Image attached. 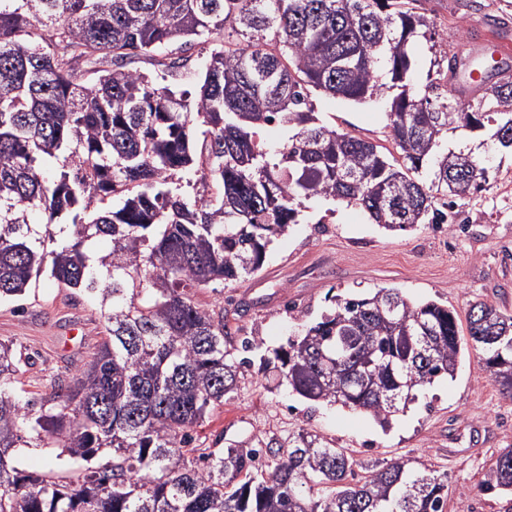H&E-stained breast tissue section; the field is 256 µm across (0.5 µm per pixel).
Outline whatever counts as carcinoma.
Segmentation results:
<instances>
[{"instance_id": "1", "label": "carcinoma", "mask_w": 512, "mask_h": 512, "mask_svg": "<svg viewBox=\"0 0 512 512\" xmlns=\"http://www.w3.org/2000/svg\"><path fill=\"white\" fill-rule=\"evenodd\" d=\"M417 2L0 0V300L48 272L94 299L106 332L38 401L12 395L29 360L0 343V512H446L447 477L400 460L360 476L306 429L286 446L189 457L190 430L246 364L196 290L258 272L303 199L356 207L387 231L445 223L488 180L448 148L450 131L489 125L495 148L512 150V78L470 100L435 78L412 83L429 28ZM201 39L210 55L192 99L132 67L188 72ZM310 87L391 98L392 148L321 123ZM275 122L289 135L271 153L259 131ZM63 215L64 235L52 229ZM334 302L274 351L300 397L386 423L454 375L455 310L394 288ZM466 321L487 378L512 398V313L477 302ZM50 444L85 473L13 466V449ZM478 489L512 494V448Z\"/></svg>"}]
</instances>
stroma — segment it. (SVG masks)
<instances>
[{
	"label": "stroma",
	"instance_id": "1",
	"mask_svg": "<svg viewBox=\"0 0 512 512\" xmlns=\"http://www.w3.org/2000/svg\"><path fill=\"white\" fill-rule=\"evenodd\" d=\"M434 21L433 41L414 52L413 81L422 86L434 65L457 58L460 72L498 42L503 27L512 46V0H423ZM308 105L326 125L390 144L386 102L354 104L309 90ZM490 130L450 134V149H471L489 171L484 189L456 200L444 224L387 232L358 210L310 200L296 225L274 238L260 271L240 282L197 291L196 301L224 312L233 346L257 341L236 391L212 409L195 433L194 447L217 451L287 442L305 428L332 441L359 462L408 460L448 477L446 512H512V496L481 493L492 460L512 447V399L488 381L483 353L463 340L454 377L437 378L407 412L381 427L371 416L338 405L305 401L280 386L260 363L262 351L286 345L301 327L319 321L335 296L394 288L416 300H434L465 315L484 300L512 312V152L495 149ZM105 337L100 313L86 294L48 276L22 297L0 302V341L32 359L15 388L44 397L54 380L70 381ZM78 475L84 464L53 448H19V470Z\"/></svg>",
	"mask_w": 512,
	"mask_h": 512
}]
</instances>
